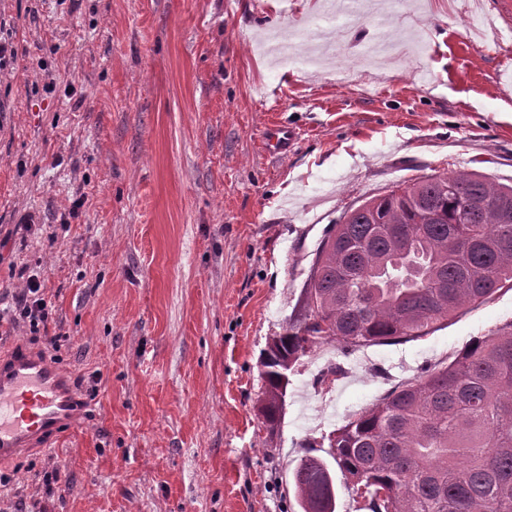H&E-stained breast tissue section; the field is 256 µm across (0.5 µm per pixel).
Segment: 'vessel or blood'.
Here are the masks:
<instances>
[{"instance_id":"1","label":"vessel or blood","mask_w":512,"mask_h":512,"mask_svg":"<svg viewBox=\"0 0 512 512\" xmlns=\"http://www.w3.org/2000/svg\"><path fill=\"white\" fill-rule=\"evenodd\" d=\"M287 123L266 131L269 150L285 154L296 141ZM80 406L62 371L45 357L16 351L0 361V462L16 458L38 441L78 420Z\"/></svg>"}]
</instances>
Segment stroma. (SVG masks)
I'll return each mask as SVG.
<instances>
[{"label": "stroma", "instance_id": "35a3bbf8", "mask_svg": "<svg viewBox=\"0 0 512 512\" xmlns=\"http://www.w3.org/2000/svg\"><path fill=\"white\" fill-rule=\"evenodd\" d=\"M473 2L0 0V356H45L83 407L0 465V512H288L309 446L512 320L503 289L416 341L321 346L277 435L258 414L345 210L447 169L512 183V27ZM282 121L296 144L268 153ZM38 276L30 275L26 285L16 297L15 310L30 332L37 333L40 325L45 327L49 317L48 302L40 293Z\"/></svg>", "mask_w": 512, "mask_h": 512}]
</instances>
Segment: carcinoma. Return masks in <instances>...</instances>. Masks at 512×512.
<instances>
[{"label":"carcinoma","mask_w":512,"mask_h":512,"mask_svg":"<svg viewBox=\"0 0 512 512\" xmlns=\"http://www.w3.org/2000/svg\"><path fill=\"white\" fill-rule=\"evenodd\" d=\"M512 288V185L453 171L349 209L318 249L298 314L263 353L259 413L281 421L288 371L325 344L420 339ZM368 512H512V321L404 381L322 437ZM301 512H336V476L306 454Z\"/></svg>","instance_id":"cac0c4a2"}]
</instances>
